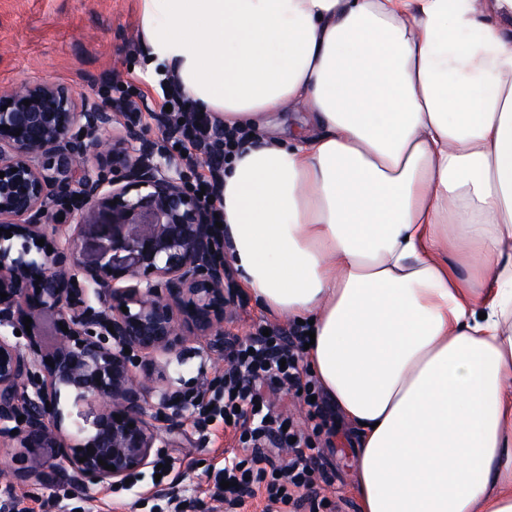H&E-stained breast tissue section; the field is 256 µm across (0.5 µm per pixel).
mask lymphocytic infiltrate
<instances>
[{
  "label": "lymphocytic infiltrate",
  "mask_w": 512,
  "mask_h": 512,
  "mask_svg": "<svg viewBox=\"0 0 512 512\" xmlns=\"http://www.w3.org/2000/svg\"><path fill=\"white\" fill-rule=\"evenodd\" d=\"M161 102L169 107L170 145L200 160L194 188L214 195L225 159L243 147L247 131L225 129L222 121L197 110L175 82H168ZM308 341L299 325L224 340L223 383L210 397H197L196 403L198 430H205L219 416L231 418L239 433L241 455L225 459L217 475L229 483L224 491L229 506H243L258 486L264 488L275 512H319L323 504L315 483L311 437L321 433L334 411L321 386L301 365ZM283 388L301 392L309 400L310 431L296 429L289 417L271 406L268 393Z\"/></svg>",
  "instance_id": "obj_1"
}]
</instances>
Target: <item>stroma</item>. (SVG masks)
<instances>
[{"label":"stroma","mask_w":512,"mask_h":512,"mask_svg":"<svg viewBox=\"0 0 512 512\" xmlns=\"http://www.w3.org/2000/svg\"><path fill=\"white\" fill-rule=\"evenodd\" d=\"M141 8L142 0H0V91L45 78L63 84L74 97H99L104 85L130 78L146 93L149 107H157L158 76L147 69L141 46ZM235 297V307L223 320L225 334L247 335L263 321L285 326V319L265 312L244 288H236ZM223 372V358L203 357L199 345L188 342L178 363L153 369L151 375L157 381L174 376L176 388L187 393ZM196 417V411L185 413L176 446L163 449L162 456L178 476L173 488L177 500H200L205 512H225L211 493L225 452L236 442L219 421L211 424L206 440H199ZM355 436L351 423L337 419L331 446L320 448L317 457L319 468L331 478L323 494L340 512H359L353 491ZM15 453V441L0 440V488L11 487L31 512H161L151 468L138 470L136 483H91L78 493L13 475Z\"/></svg>","instance_id":"35a3bbf8"}]
</instances>
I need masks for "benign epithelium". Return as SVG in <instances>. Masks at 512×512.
Wrapping results in <instances>:
<instances>
[{
	"label": "benign epithelium",
	"mask_w": 512,
	"mask_h": 512,
	"mask_svg": "<svg viewBox=\"0 0 512 512\" xmlns=\"http://www.w3.org/2000/svg\"><path fill=\"white\" fill-rule=\"evenodd\" d=\"M115 112L93 96L78 104L44 78L0 93V224L21 240L16 248L0 236V439L53 449L51 465L33 458L17 469L38 483L122 485L153 465L173 443L184 401L171 382L136 380L135 361L175 355L191 339L210 357L224 355L221 323L233 295L210 247L215 201L188 189L183 158L143 135L133 112L106 147L99 134ZM61 217L96 227L95 261H86L92 244L49 233ZM35 312L53 321L48 347L37 323L25 331ZM17 330L26 343L11 340ZM63 392L77 413L60 408ZM96 401L97 413L80 409ZM160 415L167 439L151 423Z\"/></svg>",
	"instance_id": "benign-epithelium-1"
}]
</instances>
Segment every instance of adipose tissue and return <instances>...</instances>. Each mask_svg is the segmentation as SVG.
Here are the masks:
<instances>
[{
	"label": "adipose tissue",
	"mask_w": 512,
	"mask_h": 512,
	"mask_svg": "<svg viewBox=\"0 0 512 512\" xmlns=\"http://www.w3.org/2000/svg\"><path fill=\"white\" fill-rule=\"evenodd\" d=\"M140 30L149 67L253 133L224 250L311 322L361 512H512V0H142Z\"/></svg>",
	"instance_id": "1"
}]
</instances>
